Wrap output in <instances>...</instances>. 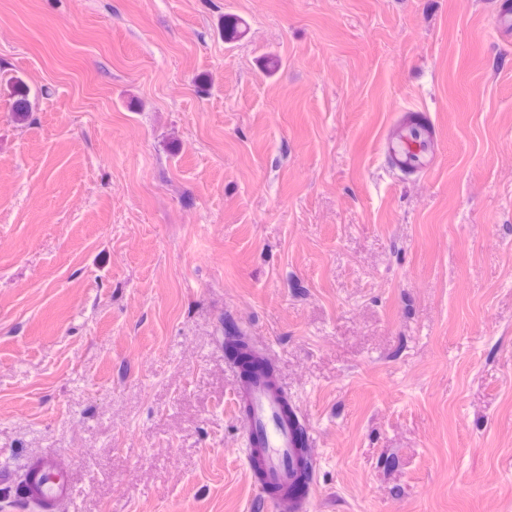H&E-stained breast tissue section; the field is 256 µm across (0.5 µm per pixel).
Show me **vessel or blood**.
Here are the masks:
<instances>
[{"instance_id": "obj_1", "label": "vessel or blood", "mask_w": 512, "mask_h": 512, "mask_svg": "<svg viewBox=\"0 0 512 512\" xmlns=\"http://www.w3.org/2000/svg\"><path fill=\"white\" fill-rule=\"evenodd\" d=\"M388 149L397 162L410 156L421 162L429 152L427 146L405 132L389 142ZM232 405L244 422L243 463L256 484L260 504L273 505L275 512H294L297 500H309L315 491L309 482L303 492H296L300 472L312 473L317 467L313 448L298 443L301 416L297 407L289 401L276 376L262 372L240 379ZM17 478L38 512H58L62 504L75 500V488L57 458L48 456L33 462L20 477L8 463H0V484Z\"/></svg>"}]
</instances>
